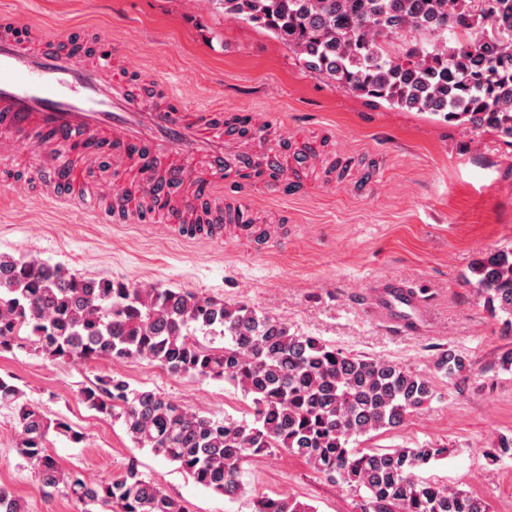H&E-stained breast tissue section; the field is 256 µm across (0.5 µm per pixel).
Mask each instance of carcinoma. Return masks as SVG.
Segmentation results:
<instances>
[{
	"label": "carcinoma",
	"mask_w": 512,
	"mask_h": 512,
	"mask_svg": "<svg viewBox=\"0 0 512 512\" xmlns=\"http://www.w3.org/2000/svg\"><path fill=\"white\" fill-rule=\"evenodd\" d=\"M224 13L259 25L303 67L369 102L416 109L488 132L512 146V0H219ZM472 286L494 314L512 321V249L469 267ZM224 345L199 342L196 332ZM30 346L48 358L148 361L191 379L223 380L251 399L252 420H215L155 390L108 376L84 389L91 409L122 419L141 447L178 464L195 483L235 498L253 457L286 450L364 498L368 512H490L465 490L417 471L447 449L354 448L359 438L401 426L432 400L425 375L399 364L345 354L247 306H227L188 289L131 288L81 278L60 265L0 256V350ZM434 369L455 379L470 363L441 351ZM0 378V403H14L18 455L42 488L73 498L83 512H184L133 460L118 476L89 482L67 472L48 448L50 421ZM0 512L24 505L0 487ZM254 512H316L296 499L260 497Z\"/></svg>",
	"instance_id": "carcinoma-1"
}]
</instances>
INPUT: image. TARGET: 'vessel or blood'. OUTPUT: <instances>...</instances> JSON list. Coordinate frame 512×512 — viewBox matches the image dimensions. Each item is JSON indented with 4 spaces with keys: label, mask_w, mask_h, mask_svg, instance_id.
<instances>
[{
    "label": "vessel or blood",
    "mask_w": 512,
    "mask_h": 512,
    "mask_svg": "<svg viewBox=\"0 0 512 512\" xmlns=\"http://www.w3.org/2000/svg\"><path fill=\"white\" fill-rule=\"evenodd\" d=\"M219 123L217 113L209 111L145 110L101 53L60 42L38 28L22 37L14 21L0 22V155L14 157L21 147L31 148L34 177L48 196L56 194V173L72 168V147L81 141L87 144L89 160L111 152L113 168L134 174L146 194L159 176L176 182L184 178V170L174 165L179 157L201 156L217 172L229 160L251 170L252 148L239 140L225 141ZM93 201L115 215L133 211L128 196L118 191L94 196ZM197 209L196 192L183 190L165 211V221L190 223ZM251 213L242 195H213L205 221L217 229L225 219L240 217L239 230L247 237L252 233ZM382 286L377 304L390 328L413 333L424 297L409 294L392 278Z\"/></svg>",
    "instance_id": "vessel-or-blood-1"
}]
</instances>
